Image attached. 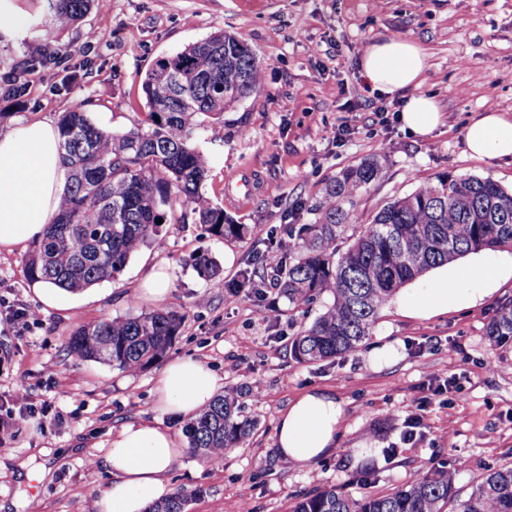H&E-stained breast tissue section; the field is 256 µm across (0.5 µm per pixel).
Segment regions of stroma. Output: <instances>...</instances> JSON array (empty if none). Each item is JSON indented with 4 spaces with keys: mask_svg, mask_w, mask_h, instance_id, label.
I'll return each instance as SVG.
<instances>
[{
    "mask_svg": "<svg viewBox=\"0 0 512 512\" xmlns=\"http://www.w3.org/2000/svg\"><path fill=\"white\" fill-rule=\"evenodd\" d=\"M26 28L0 37V76L48 40L64 51V67L30 77L29 99L0 98V133L17 124L57 120L84 105L104 129L142 124L144 76L162 56L218 31L255 51L263 87L210 122L212 172L203 187L246 240H222L193 222L168 221L160 246L136 255L114 281L83 291L78 308L44 309L26 275L28 247L0 251V512H86L90 497L112 481L104 456L127 423L148 420L183 435L185 419L156 405L160 365L122 372L75 360L67 341L79 325L158 308L183 313L167 360H199L221 388L237 389L258 421L248 441L222 465L184 453L167 478L184 490L188 512H291L304 493L323 484L353 494H382L447 463L459 487L490 468L512 464V348L490 345L486 325L512 300V280L474 305L430 316L406 313L402 301L427 287L405 285L380 313L372 335L346 355L302 363L292 336L313 312L288 304L273 281L261 293L230 294L229 283L254 271L255 254L287 248L325 184L343 168L381 154L380 179L354 199L349 227L359 233L375 211L421 182L448 173L490 177L512 189L511 158H474L465 128L479 112L512 114V0H93L74 26L46 28L47 0H26ZM98 29L94 41L86 34ZM400 37L427 56L420 93L433 97L442 123L426 137L411 134L391 112L397 96L371 91L362 59L372 43ZM210 253L223 275L205 280L194 254ZM163 269L169 291L159 301L138 287ZM278 315L266 317L268 303ZM36 312L37 320L27 319ZM25 384L21 411L12 390ZM263 388L264 397L254 395ZM309 390L341 400L345 414L334 450L308 468L274 456L278 417ZM372 464L369 477L362 465Z\"/></svg>",
    "mask_w": 512,
    "mask_h": 512,
    "instance_id": "stroma-1",
    "label": "stroma"
}]
</instances>
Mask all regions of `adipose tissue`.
<instances>
[{
	"label": "adipose tissue",
	"instance_id": "1",
	"mask_svg": "<svg viewBox=\"0 0 512 512\" xmlns=\"http://www.w3.org/2000/svg\"><path fill=\"white\" fill-rule=\"evenodd\" d=\"M423 49L407 39L390 38L372 44L362 61L363 76L372 90L391 94L422 84L426 71ZM402 123L415 133L431 134L441 121L436 102L418 94L401 111ZM472 156L512 157V116L483 112L465 132ZM68 184L59 150V132L49 120L27 122L0 133V250L42 236ZM473 274L483 283L479 293H460L455 270L441 267L431 278L423 302L405 301L410 314L476 303L501 282L512 279V265L477 264ZM217 379L197 360L178 358L155 379L161 411L192 415L217 394ZM344 417L340 400L330 392L311 390L295 398L280 413L276 426V458L305 468L336 446ZM183 454L176 438L148 421L124 425L112 439L104 462L112 475L109 487L95 501L96 512H146L166 492L165 477Z\"/></svg>",
	"mask_w": 512,
	"mask_h": 512
}]
</instances>
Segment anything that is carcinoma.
I'll return each mask as SVG.
<instances>
[{"label":"carcinoma","mask_w":512,"mask_h":512,"mask_svg":"<svg viewBox=\"0 0 512 512\" xmlns=\"http://www.w3.org/2000/svg\"><path fill=\"white\" fill-rule=\"evenodd\" d=\"M92 0H49V25L64 29ZM59 52L43 49L10 66L0 95L18 103L29 96L30 70L58 68ZM262 70L252 48L224 31L164 56L145 74L146 127L114 133L98 126L79 104L61 113L57 126L69 182L58 209L28 254L29 280H47L67 292L115 280L131 257L156 244L157 219L180 207L221 239H242L224 207L202 193L211 160L202 147L206 122L221 120L236 103L257 96ZM387 160L375 155L342 170L324 188L288 251L271 266L281 293L305 308L328 293L329 303L291 338L300 362L336 358L369 336L383 307L405 284L428 270L483 250L512 246V190L489 177L439 175L381 207L351 243L340 246L356 215L344 208L375 183ZM197 274L214 279L221 268L209 253L192 259ZM183 316L172 309L103 319L74 329L68 340L78 360L121 371L159 362L180 334ZM486 336L496 348L512 347V301L490 318ZM258 421L243 414L237 397L216 395L189 418L185 432L194 455L220 464L243 445ZM178 491L146 512H186ZM292 512H512V465L490 468L464 494L454 471L432 467L385 494L355 496L324 485L305 494Z\"/></svg>","instance_id":"cac0c4a2"}]
</instances>
